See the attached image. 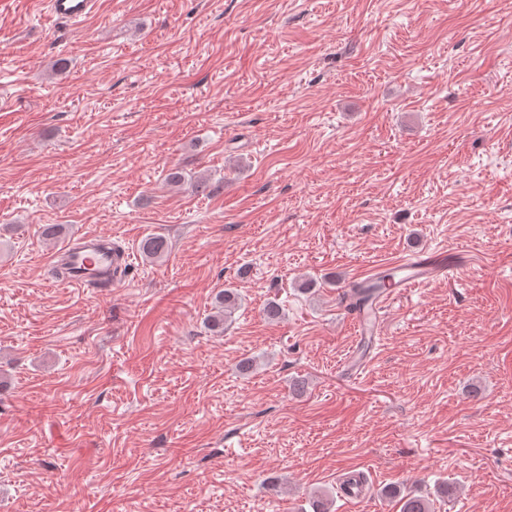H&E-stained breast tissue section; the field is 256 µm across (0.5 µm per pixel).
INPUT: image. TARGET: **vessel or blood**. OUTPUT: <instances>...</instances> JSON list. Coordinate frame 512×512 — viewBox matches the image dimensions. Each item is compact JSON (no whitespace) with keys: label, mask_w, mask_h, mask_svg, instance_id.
<instances>
[{"label":"vessel or blood","mask_w":512,"mask_h":512,"mask_svg":"<svg viewBox=\"0 0 512 512\" xmlns=\"http://www.w3.org/2000/svg\"><path fill=\"white\" fill-rule=\"evenodd\" d=\"M101 0H46V14L55 20L82 23L98 13ZM64 284L76 288H112L129 264L125 251L109 237L87 234L66 244L55 255ZM468 257L458 248L421 250L394 264L396 278L390 286L376 287L375 276L363 279L366 299L345 301L344 311L358 336L378 333V317L395 299L413 288L428 285L436 276L463 268Z\"/></svg>","instance_id":"obj_1"}]
</instances>
